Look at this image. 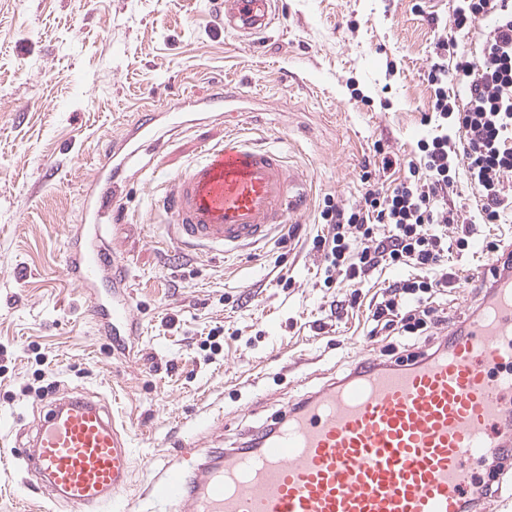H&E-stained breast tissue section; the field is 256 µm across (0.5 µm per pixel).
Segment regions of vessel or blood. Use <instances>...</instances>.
<instances>
[{
	"instance_id": "b4317fda",
	"label": "vessel or blood",
	"mask_w": 512,
	"mask_h": 512,
	"mask_svg": "<svg viewBox=\"0 0 512 512\" xmlns=\"http://www.w3.org/2000/svg\"><path fill=\"white\" fill-rule=\"evenodd\" d=\"M278 0H224V26L248 41L267 30ZM183 95L178 112L144 114L133 133L113 139L93 164L82 209L87 218L66 261L68 279L92 299L90 315L104 335L135 328L116 245L105 242L98 218L114 209L116 183L141 152L163 147L167 129L187 125L194 106ZM166 229L200 255H230L267 240L305 211L304 175L279 150L230 131L206 146L183 172L159 175ZM497 292L468 320L443 353L408 366L364 358L347 379L302 398L298 409L256 447L225 450L217 463L164 465L147 494L163 512H465L476 484L474 467L512 446V279L499 263L485 270ZM25 458L52 498L96 512L118 505L128 487V432L101 402L52 403L25 449Z\"/></svg>"
}]
</instances>
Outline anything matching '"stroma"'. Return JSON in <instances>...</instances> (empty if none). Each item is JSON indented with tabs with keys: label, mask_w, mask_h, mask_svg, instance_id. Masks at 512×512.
Listing matches in <instances>:
<instances>
[{
	"label": "stroma",
	"mask_w": 512,
	"mask_h": 512,
	"mask_svg": "<svg viewBox=\"0 0 512 512\" xmlns=\"http://www.w3.org/2000/svg\"><path fill=\"white\" fill-rule=\"evenodd\" d=\"M415 3L280 0L270 28L243 46L213 0H0V449L13 457L0 469V512H77L42 491L20 457L57 397L112 408L131 435L122 503L158 512L144 490L163 463L178 461L180 442L238 445L289 401L388 345L372 335L370 310L412 268L327 288L311 239L324 195L359 201L374 142L403 164L435 130L424 122L426 74L452 4ZM222 82L227 110L254 116L246 136L282 148L303 170L310 206L268 244L201 257L155 223L150 187L127 171L120 215L101 221L121 246L139 326L113 344L64 280L93 160L141 112L176 106L188 91L205 102ZM224 134L223 118L205 113L190 131L165 136L157 160L179 172L201 142ZM402 164L377 171L376 186L395 185ZM488 259L478 247L449 256L454 285L434 299L445 320L409 354L433 352L479 313ZM206 412L222 423L194 433L192 419Z\"/></svg>",
	"instance_id": "1"
}]
</instances>
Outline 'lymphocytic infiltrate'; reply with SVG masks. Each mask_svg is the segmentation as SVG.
I'll list each match as a JSON object with an SVG mask.
<instances>
[{"label":"lymphocytic infiltrate","mask_w":512,"mask_h":512,"mask_svg":"<svg viewBox=\"0 0 512 512\" xmlns=\"http://www.w3.org/2000/svg\"><path fill=\"white\" fill-rule=\"evenodd\" d=\"M490 21L477 55L458 51L454 40L438 39L427 71L433 90L431 111L440 131L417 143L419 162L392 190L370 185L360 201L348 206L325 195L318 221L326 232L315 235L322 257L324 284L336 273L361 284L378 268L411 267L415 277L397 279L372 313L373 330L408 343L430 335L441 321L432 306L440 290L452 287L451 251L469 250L474 230L449 238L448 227L464 223L448 194L465 176L480 198L477 221L502 224L512 217V194L504 183L512 178V0H457L448 16L452 32H471Z\"/></svg>","instance_id":"f902f5d3"}]
</instances>
